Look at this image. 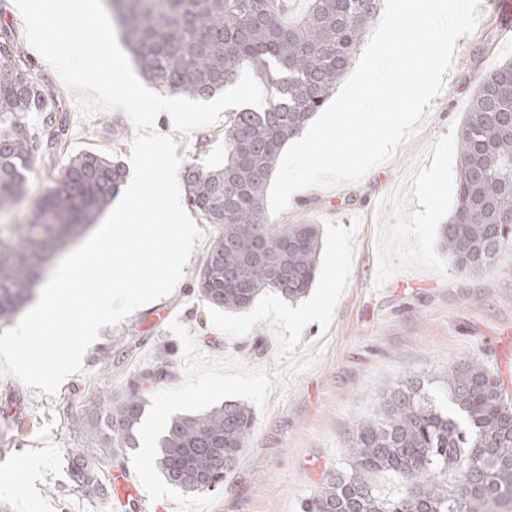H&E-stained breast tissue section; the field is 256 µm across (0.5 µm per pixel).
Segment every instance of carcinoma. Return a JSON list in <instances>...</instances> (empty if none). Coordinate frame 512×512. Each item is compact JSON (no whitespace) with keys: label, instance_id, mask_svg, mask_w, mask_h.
I'll return each instance as SVG.
<instances>
[{"label":"carcinoma","instance_id":"1","mask_svg":"<svg viewBox=\"0 0 512 512\" xmlns=\"http://www.w3.org/2000/svg\"><path fill=\"white\" fill-rule=\"evenodd\" d=\"M132 61L157 88L206 98L233 86L249 68L270 92L260 111L230 112L224 166L185 171L192 208L214 229L193 292L210 308L241 312L268 291L304 297L318 270L320 228L307 220L271 223L267 188L280 154L336 90L378 15L379 0H106ZM41 118L31 131L28 114ZM66 119L29 68L10 33L0 36V212L22 195L36 159L60 153ZM458 179L450 222L441 229L453 269L480 272L512 244V61L481 78L458 136ZM59 185L35 201L23 224H0V324L34 299L44 267L82 235L116 197L125 172L97 152L78 153ZM144 371L103 402L81 429L92 453L137 448ZM448 393L441 410L417 378L385 389L374 412L356 422L349 469L329 476L302 512H512V402L501 378L477 358L437 370ZM252 412L226 403L172 418L154 463L184 492L224 484L249 442ZM72 483L105 494L100 470L83 448L68 456ZM399 485L384 493L377 478Z\"/></svg>","mask_w":512,"mask_h":512}]
</instances>
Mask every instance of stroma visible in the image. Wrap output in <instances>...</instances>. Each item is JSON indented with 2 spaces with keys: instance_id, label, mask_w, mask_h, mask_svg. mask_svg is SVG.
Segmentation results:
<instances>
[{
  "instance_id": "stroma-1",
  "label": "stroma",
  "mask_w": 512,
  "mask_h": 512,
  "mask_svg": "<svg viewBox=\"0 0 512 512\" xmlns=\"http://www.w3.org/2000/svg\"><path fill=\"white\" fill-rule=\"evenodd\" d=\"M18 41L33 74L67 119L54 168L36 161L25 195L0 212V224L24 223L32 203L57 186L68 155L101 151L130 164L135 127L118 109L81 118L77 95L29 43L14 0H0V33ZM512 59V27L480 10L474 31L456 42L451 71L415 135L395 158L357 183L311 188L274 216L320 226L319 272L295 302L270 293L247 312L207 307L190 287L212 239L197 221V246L178 286L118 326L100 329L83 370L49 395L0 374V512H130L109 497L75 488L71 449L84 447L77 420L147 369L168 377L149 388L143 424L164 430L171 416L235 401L253 413L250 441L228 484L185 493L162 480L140 451L100 463L105 478L128 469L140 512H301L326 475L347 470L354 424L377 394L401 379H429L442 365L478 358L512 394V248L478 275L455 272L440 228L457 187V133L479 78ZM182 166L224 161V122L179 133ZM320 320L288 323L286 314L323 303Z\"/></svg>"
}]
</instances>
